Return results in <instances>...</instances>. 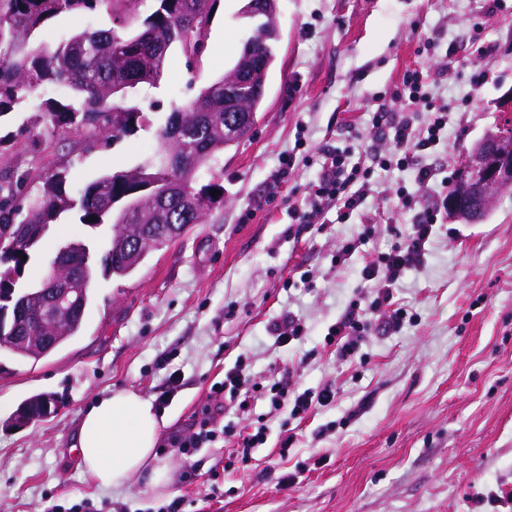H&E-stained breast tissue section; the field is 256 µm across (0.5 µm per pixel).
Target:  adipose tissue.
Returning a JSON list of instances; mask_svg holds the SVG:
<instances>
[{
  "label": "adipose tissue",
  "instance_id": "ef3b65f1",
  "mask_svg": "<svg viewBox=\"0 0 512 512\" xmlns=\"http://www.w3.org/2000/svg\"><path fill=\"white\" fill-rule=\"evenodd\" d=\"M164 424L151 400L135 389L99 399L84 413L73 445L86 479L102 490L142 477L151 488L165 486L168 470L157 454Z\"/></svg>",
  "mask_w": 512,
  "mask_h": 512
}]
</instances>
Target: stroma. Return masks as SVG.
<instances>
[{"label":"stroma","mask_w":512,"mask_h":512,"mask_svg":"<svg viewBox=\"0 0 512 512\" xmlns=\"http://www.w3.org/2000/svg\"><path fill=\"white\" fill-rule=\"evenodd\" d=\"M246 2L221 0L195 69L171 47L158 85H142L132 99L146 125L117 142L88 150L82 130L61 138L47 119L36 136H19L43 100L71 102L64 86L1 116L0 172L62 170L75 194L137 165L170 112L233 68L255 25ZM117 24L102 7L79 19L55 17L37 38L54 44ZM277 25L255 124L219 158L223 204L131 276L95 274L81 336L33 364L0 357V512H69L84 500L97 512L119 503L154 512L176 497L186 512H512L492 500L512 490V188L480 223L439 213L427 264L407 270L394 290L414 325L368 336L347 362L324 341L353 300L365 259L395 242L389 225L413 219L396 189L415 191L417 208L434 204L454 184L465 150L512 121V0H279ZM419 67L435 76L430 97L448 107V131L425 159L434 177L419 189L411 171L376 170L358 223L381 230L335 265L337 244L358 224L338 223L331 211L322 226L302 229L291 212L309 195L324 143L365 155L394 149L372 124L381 108L406 113L417 128L428 122L423 106L393 95L404 71ZM298 148L312 165L273 183L281 156ZM109 237V225L61 219L32 254L22 285L43 279L60 244L81 242L99 254ZM300 267L313 271V287L292 286ZM287 312L304 320L306 334L282 348L269 327ZM240 358L258 378L289 371L305 388L333 383L336 403L300 422L257 402L266 444L249 467L216 481L211 472L229 454L220 441L188 458L159 448L171 471L161 491L142 482L100 490L86 481L71 447L98 398L134 388L154 400L179 372L181 386L161 412L167 435L208 405L211 385ZM37 394L57 396L55 411L14 426L19 406ZM364 399L367 412L353 416ZM331 422L335 431L317 437ZM291 429L297 442L279 458L278 441ZM314 456L320 465H311ZM299 462L308 466L301 482L282 487V468Z\"/></svg>","instance_id":"1"}]
</instances>
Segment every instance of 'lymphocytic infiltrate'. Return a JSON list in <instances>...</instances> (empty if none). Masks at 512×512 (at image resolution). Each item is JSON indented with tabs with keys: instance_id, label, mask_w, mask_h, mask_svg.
I'll list each match as a JSON object with an SVG mask.
<instances>
[{
	"instance_id": "f902f5d3",
	"label": "lymphocytic infiltrate",
	"mask_w": 512,
	"mask_h": 512,
	"mask_svg": "<svg viewBox=\"0 0 512 512\" xmlns=\"http://www.w3.org/2000/svg\"><path fill=\"white\" fill-rule=\"evenodd\" d=\"M430 73L423 69L405 71L399 92L409 101L428 105L432 118L422 128H413L402 115H393L388 129L393 135L397 149L373 158H351L349 151L335 148L323 150V162L316 183L311 187L304 208L292 210L296 224L308 228L319 222L330 207H337L338 218L349 223L362 205L371 189L375 168L396 167L413 170L418 186H427L434 173L421 166L420 157L436 147L441 134L448 124L447 106L431 104L425 88ZM447 200L417 212L403 241L397 242L387 253L369 259L360 271L362 286L356 291L342 318L328 329L327 344L337 346L341 359H348L359 348L365 338L374 331L387 333L401 332L413 324V317L406 309L394 306L392 289L407 270L422 266L426 256V245L431 238L441 209L447 208ZM336 387L325 383L320 387L300 388L292 384L287 376H273L265 380L256 379L247 368L245 361H237L225 370L222 381L210 388V400L215 406L212 416L192 424L188 433L175 435L172 448L184 456L193 455L204 445L224 439L234 446V454L225 462V469L247 467L255 451L263 447L268 439L265 425L254 424L251 419L255 400L266 399L271 411L288 410L291 418L301 419L322 407L336 401ZM234 408L236 423L218 425L217 414L226 408Z\"/></svg>"
}]
</instances>
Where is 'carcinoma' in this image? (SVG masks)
<instances>
[{
  "mask_svg": "<svg viewBox=\"0 0 512 512\" xmlns=\"http://www.w3.org/2000/svg\"><path fill=\"white\" fill-rule=\"evenodd\" d=\"M138 0H0V116L14 104L42 88L65 85L75 102L44 103L54 131H87L86 146L116 141L145 123L141 109L109 106V100L140 84L155 85L163 75L169 48L177 44L191 63L201 61L207 50V33L220 0H153V11L133 34L125 29L87 27L54 46L34 47L30 39L43 24L61 14L81 16L102 6L137 18ZM264 68L231 98L224 94V80L205 87L188 105L174 110L156 132L153 156L129 168L112 172L79 195L66 190V175L47 172L35 180L28 173L0 175V353L17 361H37L79 335L89 303V284L101 265L107 276L125 278L147 255L173 240L163 232L167 224L182 231L201 218H181L180 199L204 197L224 202L220 176L197 185L198 172L211 168L224 149L245 137L254 125L263 95L261 88L274 62L272 41L256 45ZM246 111L248 119L237 126L224 123V113ZM220 195L212 196L213 191ZM74 212L80 223L96 228L112 221V237L100 259L82 242L66 243L58 251L78 250L79 259L64 271L71 300L55 309L46 297L47 282L19 287L26 256L42 242L50 226ZM140 224L159 230L153 244L131 252L130 239ZM59 322L52 344L44 343L41 328ZM55 398L37 395L18 409L24 422L46 415Z\"/></svg>",
  "mask_w": 512,
  "mask_h": 512,
  "instance_id": "1",
  "label": "carcinoma"
}]
</instances>
